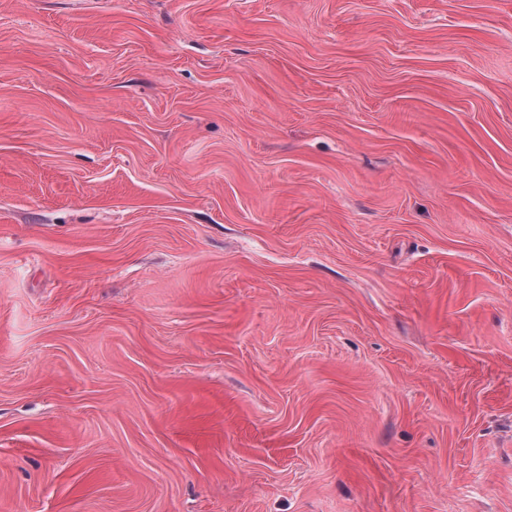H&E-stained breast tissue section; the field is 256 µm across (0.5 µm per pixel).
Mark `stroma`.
<instances>
[{
	"instance_id": "obj_1",
	"label": "stroma",
	"mask_w": 512,
	"mask_h": 512,
	"mask_svg": "<svg viewBox=\"0 0 512 512\" xmlns=\"http://www.w3.org/2000/svg\"><path fill=\"white\" fill-rule=\"evenodd\" d=\"M0 512H512V0H0Z\"/></svg>"
}]
</instances>
